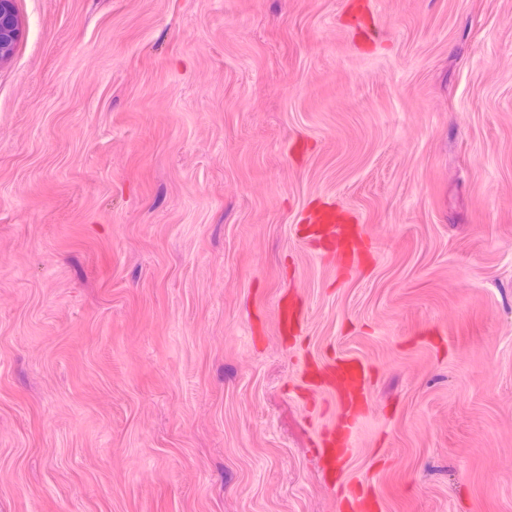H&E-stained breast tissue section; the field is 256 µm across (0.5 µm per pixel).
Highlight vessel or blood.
I'll return each mask as SVG.
<instances>
[{"label": "vessel or blood", "instance_id": "b4317fda", "mask_svg": "<svg viewBox=\"0 0 512 512\" xmlns=\"http://www.w3.org/2000/svg\"><path fill=\"white\" fill-rule=\"evenodd\" d=\"M309 240L345 265H353L364 248V227L351 223L349 215L336 204L323 203L304 217ZM368 364L356 358H339L309 365L307 389L325 393L336 402L338 422L320 436L321 461L325 470L342 466L351 451L364 417L370 383Z\"/></svg>", "mask_w": 512, "mask_h": 512}]
</instances>
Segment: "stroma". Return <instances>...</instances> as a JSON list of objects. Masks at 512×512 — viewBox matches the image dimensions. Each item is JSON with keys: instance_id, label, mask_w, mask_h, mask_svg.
I'll list each match as a JSON object with an SVG mask.
<instances>
[{"instance_id": "1", "label": "stroma", "mask_w": 512, "mask_h": 512, "mask_svg": "<svg viewBox=\"0 0 512 512\" xmlns=\"http://www.w3.org/2000/svg\"><path fill=\"white\" fill-rule=\"evenodd\" d=\"M358 2L15 0L0 512H512V0H375L365 44ZM321 197L359 268L303 239ZM342 355L331 486L301 370ZM368 364L356 358H339L313 363L306 370L307 390L327 393L336 401L338 422L320 436L323 468L335 474L351 451L356 432L364 418L370 383Z\"/></svg>"}]
</instances>
